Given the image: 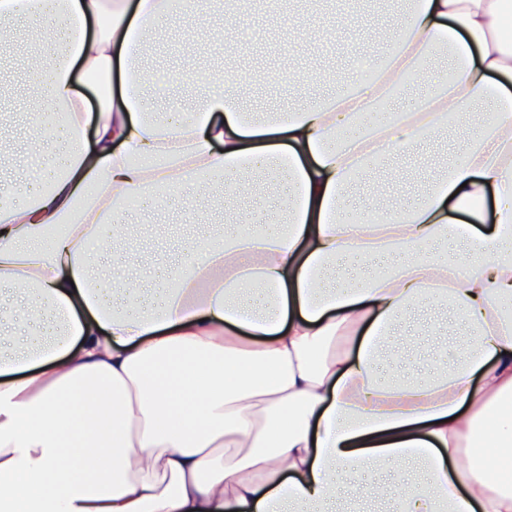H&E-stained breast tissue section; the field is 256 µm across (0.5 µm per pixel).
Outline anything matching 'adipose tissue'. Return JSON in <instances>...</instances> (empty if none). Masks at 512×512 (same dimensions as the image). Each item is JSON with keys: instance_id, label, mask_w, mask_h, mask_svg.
Wrapping results in <instances>:
<instances>
[{"instance_id": "obj_1", "label": "adipose tissue", "mask_w": 512, "mask_h": 512, "mask_svg": "<svg viewBox=\"0 0 512 512\" xmlns=\"http://www.w3.org/2000/svg\"><path fill=\"white\" fill-rule=\"evenodd\" d=\"M208 2L0 0L1 29L40 33V167L0 189V329L20 338L0 359V512H353L363 471L408 460L424 480L370 491L392 512H512V0H395L394 36L381 18L359 47L384 54L372 80L317 97L293 80L289 112H247L238 72L192 120L152 110L146 35ZM444 52L451 80L379 113ZM447 116L456 157L417 200L378 205L383 224L352 215L357 180ZM216 182L224 232L183 241L179 264L156 254L166 289L146 297L121 203ZM270 186L276 221L245 234L234 201ZM462 214L482 228L460 234ZM429 304L456 327L446 351L381 376L437 335L394 338ZM38 322L50 338L32 345Z\"/></svg>"}]
</instances>
